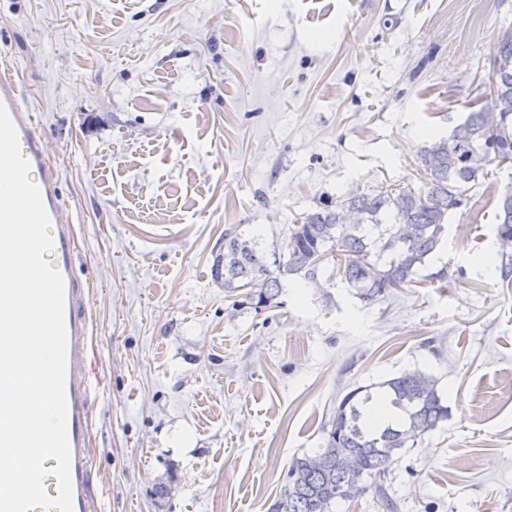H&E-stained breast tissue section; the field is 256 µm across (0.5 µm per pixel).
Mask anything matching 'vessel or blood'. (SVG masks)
<instances>
[{
	"instance_id": "b4317fda",
	"label": "vessel or blood",
	"mask_w": 512,
	"mask_h": 512,
	"mask_svg": "<svg viewBox=\"0 0 512 512\" xmlns=\"http://www.w3.org/2000/svg\"><path fill=\"white\" fill-rule=\"evenodd\" d=\"M0 103L11 114L24 157L30 164V178L41 190L50 214L53 239L50 262L64 278V318L67 330L66 431L71 451L73 512H104L103 491L95 477L91 451L92 418L90 401L99 384L94 346L87 314L89 293L73 274L75 228L66 218L58 192L59 173L48 159L47 143L41 136L28 107L23 85L8 67L0 68Z\"/></svg>"
}]
</instances>
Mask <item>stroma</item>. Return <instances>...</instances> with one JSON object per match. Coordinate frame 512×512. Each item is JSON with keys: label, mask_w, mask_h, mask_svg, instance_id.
Returning a JSON list of instances; mask_svg holds the SVG:
<instances>
[{"label": "stroma", "mask_w": 512, "mask_h": 512, "mask_svg": "<svg viewBox=\"0 0 512 512\" xmlns=\"http://www.w3.org/2000/svg\"><path fill=\"white\" fill-rule=\"evenodd\" d=\"M510 28L512 0H0L90 290L105 512H269L343 396L411 369L448 418L397 453L398 512H512V249L488 200L512 169L378 302L287 277L263 306L210 275L227 225L280 256L297 216L419 188L427 132L464 121Z\"/></svg>", "instance_id": "obj_1"}]
</instances>
